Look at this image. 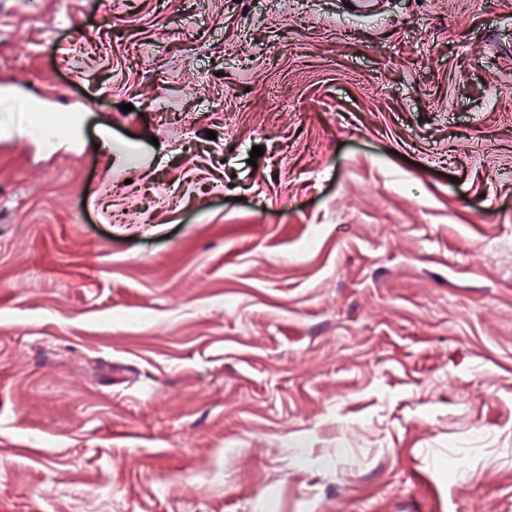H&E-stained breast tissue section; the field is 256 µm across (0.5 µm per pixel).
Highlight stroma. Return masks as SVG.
Returning <instances> with one entry per match:
<instances>
[{
    "label": "stroma",
    "mask_w": 512,
    "mask_h": 512,
    "mask_svg": "<svg viewBox=\"0 0 512 512\" xmlns=\"http://www.w3.org/2000/svg\"><path fill=\"white\" fill-rule=\"evenodd\" d=\"M0 512H512V0H0Z\"/></svg>",
    "instance_id": "1"
}]
</instances>
